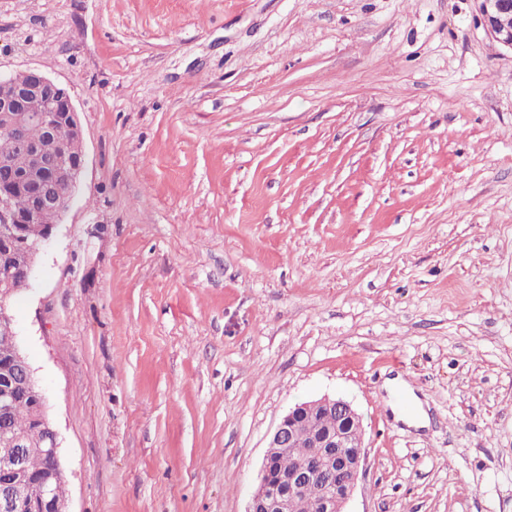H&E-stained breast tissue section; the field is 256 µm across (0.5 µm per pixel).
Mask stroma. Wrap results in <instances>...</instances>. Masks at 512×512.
<instances>
[{
  "mask_svg": "<svg viewBox=\"0 0 512 512\" xmlns=\"http://www.w3.org/2000/svg\"><path fill=\"white\" fill-rule=\"evenodd\" d=\"M28 69L84 131L9 302L69 512H247L324 395L346 512H512V50L474 0H0Z\"/></svg>",
  "mask_w": 512,
  "mask_h": 512,
  "instance_id": "obj_1",
  "label": "stroma"
}]
</instances>
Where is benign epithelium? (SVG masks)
<instances>
[{
    "mask_svg": "<svg viewBox=\"0 0 512 512\" xmlns=\"http://www.w3.org/2000/svg\"><path fill=\"white\" fill-rule=\"evenodd\" d=\"M475 2L491 38L512 50V0ZM0 80L11 87L9 97L0 101V138L23 155L28 164L46 169L45 177L34 186V205L26 213L18 212L13 206L11 188L7 186L11 176L0 181V224L11 230L9 249L0 253V335L15 340L13 318L8 314V303L15 292L11 284L17 274L12 255L16 252L26 255L22 277L30 281L36 260L53 233L50 227L41 239L32 242L25 236L23 225L36 223L43 210L52 209L60 216L68 210L77 194L85 156L72 157L59 146L57 131L61 128L83 140L79 113L63 87L35 69L21 72L18 79L10 75ZM45 89L51 95L43 111H25L26 98ZM34 123L48 132L46 141L37 145L27 139V129ZM10 363V368L0 372V414L10 413L27 398L47 409V397L21 348H16ZM315 414L326 418L328 429L308 437L307 462L287 474L275 471L273 459L277 449L295 447L300 438L299 422ZM42 429L44 452L54 459L55 466L37 476L42 493L36 499L26 497L23 492L24 483L30 477L23 437L7 429L0 432V442L5 445L0 452V512H69L55 491L56 484L64 478L59 433L47 418L42 421ZM365 464L362 420L350 402L324 396L299 403L281 417L270 434L248 512H288V494L306 489L317 479L323 487L320 512H343Z\"/></svg>",
    "mask_w": 512,
    "mask_h": 512,
    "instance_id": "1",
    "label": "benign epithelium"
}]
</instances>
